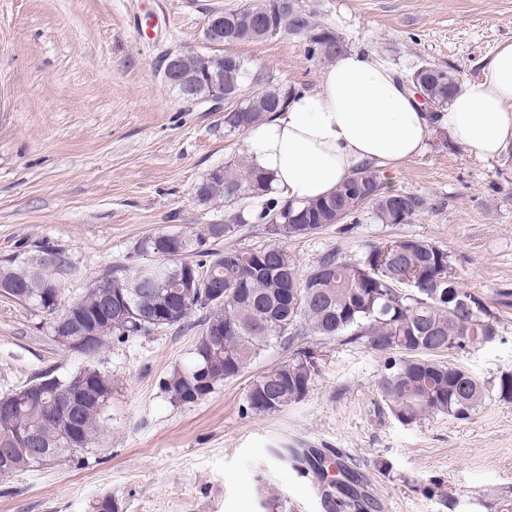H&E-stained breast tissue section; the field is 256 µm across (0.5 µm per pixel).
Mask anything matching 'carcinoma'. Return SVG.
<instances>
[{"mask_svg":"<svg viewBox=\"0 0 512 512\" xmlns=\"http://www.w3.org/2000/svg\"><path fill=\"white\" fill-rule=\"evenodd\" d=\"M302 35L311 59L333 60L347 50L336 30L314 21L313 12L277 11L276 0H257L244 8L224 9V42L232 45ZM235 65L224 67V93L232 97L224 113V131L244 133L285 106L295 86L261 83L248 63L233 55ZM256 86L250 91L246 82ZM410 89L444 108L459 87L456 75L426 62L408 80ZM270 176L250 163L226 162L212 170L196 189L204 203L217 198L236 203L261 198L260 208L233 211L222 224L205 232L162 233L143 238L136 251L157 257L153 264L118 262L92 280L70 301L51 303L42 295L61 288L59 275L67 265L61 249L41 250L23 261L5 260L0 281L17 285L43 312L64 314L74 309L92 317L98 300L122 297V314L95 319L91 347L81 355L93 357L110 342L149 335L185 323L195 312L207 311L206 322L192 361L174 369L163 382L170 399L183 405L204 401L224 382L241 375L262 351L288 340V359L258 376L246 393L255 414H270L298 403L309 393L320 369L313 347L305 340L344 338L363 343L383 356L376 393L383 407L402 424L429 415L470 418L491 395L512 402V371L489 385L471 372L441 360L456 349L491 343L498 336L496 313L482 298L448 280V252L437 244L398 237L370 246L355 261L324 254L306 273L299 274L283 240L309 237L333 224L356 218L369 205L381 224H406L424 205L413 194L383 190L380 176L365 167L336 186L322 199L302 204L269 196ZM249 223L267 225L274 242L261 248H224L199 251L206 237H229ZM202 253L196 261L186 255ZM210 284L224 288V299L211 301ZM467 303L462 304L458 299ZM48 380L39 399L17 407L15 423L0 421V448L13 454L0 461V480L35 468L15 449L14 429L27 426L47 441L65 438L70 417L65 403L76 392L87 394L78 412L85 447L104 434V411L112 398V377L85 366L67 378ZM331 487L341 494L338 507L363 509L358 477L337 467Z\"/></svg>","mask_w":512,"mask_h":512,"instance_id":"carcinoma-1","label":"carcinoma"}]
</instances>
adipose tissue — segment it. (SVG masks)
Masks as SVG:
<instances>
[{
  "label": "adipose tissue",
  "instance_id": "adipose-tissue-1",
  "mask_svg": "<svg viewBox=\"0 0 512 512\" xmlns=\"http://www.w3.org/2000/svg\"><path fill=\"white\" fill-rule=\"evenodd\" d=\"M441 124L483 158L512 148V43L502 44L478 79L459 87ZM432 134L418 94L369 53L349 50L328 67L321 89L300 90L250 128L244 151L271 177V194L307 202L326 196L362 166L395 167Z\"/></svg>",
  "mask_w": 512,
  "mask_h": 512
}]
</instances>
